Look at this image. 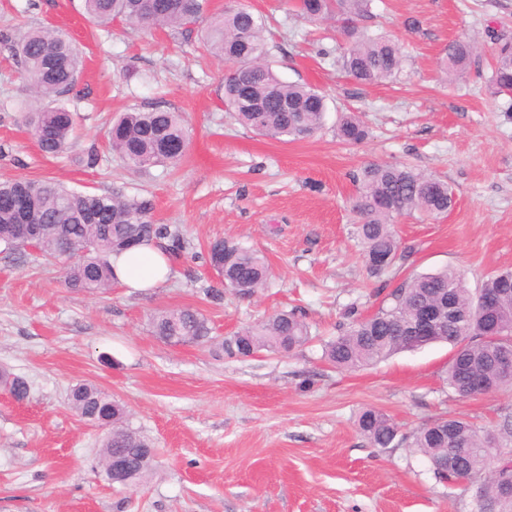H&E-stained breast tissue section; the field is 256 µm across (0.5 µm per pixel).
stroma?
<instances>
[{"label": "stroma", "instance_id": "35a3bbf8", "mask_svg": "<svg viewBox=\"0 0 512 512\" xmlns=\"http://www.w3.org/2000/svg\"><path fill=\"white\" fill-rule=\"evenodd\" d=\"M266 21L270 62L284 80L327 97L322 129L282 142L243 127L224 107L229 63L194 32L103 28L83 0H0V180H56L83 193L145 196L153 218L181 228L186 249L157 288L73 291L59 263L28 250L0 253V371L24 377L15 402L0 388V512H475L478 487L438 482L426 457L402 443L372 447L356 418L373 407L409 432L463 415L497 431L512 390L459 399L443 378L451 348L435 343L372 366L339 371L322 342L351 309L373 312L402 278L451 266L470 290L512 268V118L488 80L498 38L512 39V0H374L371 30L405 57L396 81L362 84L336 64L343 37L289 0H242ZM62 31L82 54L75 89L60 99L77 116L74 147L44 156L22 121L34 101L11 49L26 30ZM469 37L478 55L466 78L446 80L449 41ZM173 108L189 146L173 167L133 172L106 137L123 112ZM368 135L348 144L340 116ZM97 161L88 164V151ZM371 162H408L441 176L455 205L438 220L397 224L401 257L370 274L354 234L353 180ZM216 239L260 250L266 288L223 290L208 262ZM222 290L221 299L206 289ZM192 308L217 339L279 310L299 308L311 340L289 353L250 357L170 345L151 318ZM79 383L119 400L129 424L157 449L140 483L110 485L98 462L102 429L81 420L68 395Z\"/></svg>", "mask_w": 512, "mask_h": 512}]
</instances>
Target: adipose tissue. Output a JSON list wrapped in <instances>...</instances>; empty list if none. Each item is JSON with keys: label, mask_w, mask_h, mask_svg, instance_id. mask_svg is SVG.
Returning a JSON list of instances; mask_svg holds the SVG:
<instances>
[{"label": "adipose tissue", "mask_w": 512, "mask_h": 512, "mask_svg": "<svg viewBox=\"0 0 512 512\" xmlns=\"http://www.w3.org/2000/svg\"><path fill=\"white\" fill-rule=\"evenodd\" d=\"M112 265L118 284L126 288H155L171 274L167 255L152 243L113 257Z\"/></svg>", "instance_id": "1"}]
</instances>
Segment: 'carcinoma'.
<instances>
[{
    "instance_id": "carcinoma-1",
    "label": "carcinoma",
    "mask_w": 512,
    "mask_h": 512,
    "mask_svg": "<svg viewBox=\"0 0 512 512\" xmlns=\"http://www.w3.org/2000/svg\"><path fill=\"white\" fill-rule=\"evenodd\" d=\"M372 3H294L296 11L310 19L343 21L348 46L336 63L362 84L393 81L404 68L400 48L389 37L356 26L373 17ZM84 10L98 25L119 20L186 31L204 21L207 50L233 64L224 78V105L240 123L260 136L291 141L311 138L322 128L327 111L325 96L311 85L284 81L273 71L270 48L263 36L264 22L241 4L226 6L209 16L206 0H84ZM14 53L37 98L56 101L75 87L81 59L75 44L65 36L48 28H33L21 37ZM474 53L475 45L469 39L450 42L441 60L442 72L450 77L463 76ZM489 82L495 94H512V41L498 46ZM23 119L37 135L43 153L55 156L71 147L75 119L65 106L37 105L24 113ZM367 134L364 123L354 115L343 116L337 125V136L349 144L363 141ZM108 140L126 167L141 170L178 163L187 147V131L182 113L157 107L124 113L109 129ZM355 180L359 187L352 202L357 218L354 233L369 272L379 276L398 256L395 223L416 212L432 219L448 213V182L407 163H371ZM21 194L28 196L33 219L37 220L35 238L42 255L57 258L74 249L64 270V282L70 289L90 293L111 289L112 256L137 245L166 240L174 254L185 249L178 227L154 222L149 199L75 192L51 180L23 177L0 181L3 233L15 224V200ZM208 260L211 266L223 268L224 288L240 295H254L269 277L266 258L235 242H211ZM481 291L496 302L495 310L484 318L473 313L476 294L466 288L460 269L446 267L406 278L373 314L352 317L338 325L336 335L323 343L324 359L336 369L356 370L409 350L420 312L449 304L454 317L445 321L440 335L423 341L426 346L447 342L460 347L449 363L448 385L463 399L512 387V376H504L498 369L501 352L512 347V270L489 275ZM152 324L155 335L164 341H212L207 318L190 308L162 310L153 316ZM308 341L302 313L280 311L221 342V349L229 356L248 357L262 351L289 353ZM0 386L17 401L28 398L30 387L22 377L0 372ZM69 403L80 418L108 427L101 454L106 479L122 487L140 482L152 467L155 446L127 424L125 407L97 386L85 383L71 389ZM357 428L376 448H387L397 439L410 441V447L427 457L441 482L480 478L483 493L476 512H512V495L501 491L504 484H512V457L502 454L503 449L512 448V412L504 415L497 433L486 435L479 434L461 416L438 417L407 435L391 416L372 408L360 412ZM117 448L135 463V471L124 481L114 478L109 467Z\"/></svg>"
}]
</instances>
